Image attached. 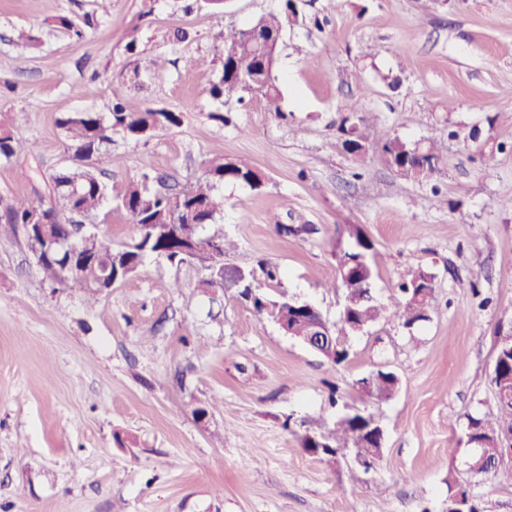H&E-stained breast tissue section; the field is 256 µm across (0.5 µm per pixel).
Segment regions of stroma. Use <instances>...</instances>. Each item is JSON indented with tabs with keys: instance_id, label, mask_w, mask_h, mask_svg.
Masks as SVG:
<instances>
[{
	"instance_id": "stroma-1",
	"label": "stroma",
	"mask_w": 512,
	"mask_h": 512,
	"mask_svg": "<svg viewBox=\"0 0 512 512\" xmlns=\"http://www.w3.org/2000/svg\"><path fill=\"white\" fill-rule=\"evenodd\" d=\"M277 75L284 118L256 96L217 105L225 29L282 0H112L75 38L94 0H0V124L35 145L0 162V206L48 193L68 165L61 119L107 115L114 83L127 111L181 113L146 140L113 135L101 179L143 174L186 183L205 158L250 159L261 189L221 186L224 213L203 235L233 240L228 266H279L258 280L272 301L318 307L337 322L336 255L357 228L373 244L371 292L392 306L406 273L434 277L425 321L385 314L346 338L347 362L285 335L237 291L202 290L199 265L148 258L88 303L45 281L23 235L0 240V512H448V473L483 512H512V476L471 475L470 418L488 411L497 334L512 333V0H300ZM23 28L34 46L13 40ZM188 32L171 41L174 29ZM163 55L159 72H136ZM398 77L388 86L386 76ZM373 127L364 160L342 147L343 110ZM222 111L223 121L211 114ZM438 141L429 178L401 176L380 145ZM314 233L280 236L277 224ZM383 370L399 389L365 396L356 380ZM208 408L205 420L191 411ZM373 413L386 432L363 482L344 459L308 453L309 424Z\"/></svg>"
}]
</instances>
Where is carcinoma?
I'll return each instance as SVG.
<instances>
[{
    "label": "carcinoma",
    "instance_id": "obj_1",
    "mask_svg": "<svg viewBox=\"0 0 512 512\" xmlns=\"http://www.w3.org/2000/svg\"><path fill=\"white\" fill-rule=\"evenodd\" d=\"M299 8L296 0H283L277 13L261 16L246 28L224 30L220 48L221 73L209 89L211 98L219 105L230 100L243 101L247 96L260 97L266 111L281 118L282 92L276 76L280 36L290 25L298 22ZM126 83L119 82L112 87V108L108 115L96 112H73L61 120L66 133L67 149L72 151L71 164L49 174V183L56 203H51L42 195L18 197L0 209V238L18 231V227L33 223L35 216L44 219L45 238L28 244L31 252L42 250L47 243L78 234L79 225L96 223L103 203L112 201V211L130 217L132 223L141 225V230L132 242L121 248L112 247V240L97 231L82 236L84 251L93 252L99 258L112 260V269L119 270L123 280L134 276L151 256H163L170 263L180 265L190 261V257L202 252L218 250L225 255L234 243L224 236L201 234L205 224L215 223L216 216L224 211V196L218 187L226 182L241 183L253 189L264 185L265 177L251 162L224 156L213 157L202 162L201 173L183 186L169 185L163 180L149 183V176L141 181H131L115 192H108L100 180L109 162L108 145L112 134L118 132L130 140L142 139L145 131L178 126L181 115L166 108L148 107L141 112H128L122 100ZM366 118L351 110L343 117L340 132L342 146L350 154L362 157L366 153ZM34 151L33 143L15 136L13 130L0 125V161H9L22 152ZM380 151L385 161L404 177H425L434 173L441 161L440 146L431 141L420 147L411 146L398 137L385 140ZM355 245L342 250L338 255V265L347 264L350 274L346 279L347 294L357 300L356 310L340 319L339 336H355L369 325L384 317V309L373 299L366 297L373 279V265L370 251L373 244L360 230L352 232ZM68 256L48 258L41 253L37 263L45 279L65 284L71 288H81L91 298L98 295L95 283L102 274L99 264L82 267L80 278H67ZM207 278L201 281L202 288H220L224 277V267L218 263L207 266ZM239 278L245 285L243 296L252 300L254 309L261 313L267 309L268 301L255 294L252 286L257 278L276 281L280 278L277 265L259 262L256 268H237ZM432 297L434 276L423 270L407 272L398 286L399 297L394 302L393 314L405 326L425 320L422 311L427 307L425 300L418 298L420 290ZM292 335L302 340L311 333V319L307 316H291ZM499 346L493 377L495 386L501 380H512V351L504 350L512 345V334L497 337ZM326 361L336 366L348 358V351L329 341L317 350ZM370 382L373 397L379 401L392 398L394 373L378 371L359 382ZM374 415L355 414L348 418L343 415L326 426L308 430L302 436V446L332 459L346 456L357 447L356 433L367 428ZM469 426L480 431L478 438L483 441L482 452L469 457L470 471L484 473L487 464L497 466L496 472L512 473V462L500 464L501 437L512 436V400L505 401L495 395L494 407L481 418H469Z\"/></svg>",
    "mask_w": 512,
    "mask_h": 512
}]
</instances>
